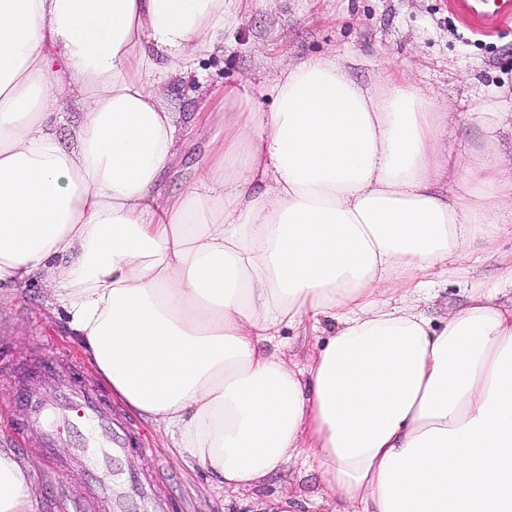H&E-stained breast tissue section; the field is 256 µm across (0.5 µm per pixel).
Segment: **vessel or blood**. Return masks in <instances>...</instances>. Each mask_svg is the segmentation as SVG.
<instances>
[{
    "instance_id": "1",
    "label": "vessel or blood",
    "mask_w": 512,
    "mask_h": 512,
    "mask_svg": "<svg viewBox=\"0 0 512 512\" xmlns=\"http://www.w3.org/2000/svg\"><path fill=\"white\" fill-rule=\"evenodd\" d=\"M460 10L475 25L490 28L512 19V0H458ZM38 428L34 443L49 451L60 439L63 428L77 429L94 423L103 434V443L95 456L103 472H111L114 457L138 449L139 440L112 415V403L96 386L84 367L69 366L67 374L56 386L53 407L35 412Z\"/></svg>"
}]
</instances>
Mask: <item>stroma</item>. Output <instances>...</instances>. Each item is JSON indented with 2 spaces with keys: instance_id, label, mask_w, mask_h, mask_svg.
Masks as SVG:
<instances>
[{
  "instance_id": "1",
  "label": "stroma",
  "mask_w": 512,
  "mask_h": 512,
  "mask_svg": "<svg viewBox=\"0 0 512 512\" xmlns=\"http://www.w3.org/2000/svg\"><path fill=\"white\" fill-rule=\"evenodd\" d=\"M336 53L363 82L377 78L387 64L400 65L409 78L431 91L444 112L461 113L454 127L455 145L465 144L473 131L468 113L480 107L512 104V23L491 32L469 27L450 0H242L223 46L199 59L201 80L188 88L172 81L163 91L174 111L191 117L214 104L225 84L246 87L249 110L271 107L268 89L280 70L307 56ZM224 136L223 113L213 114L206 129L185 125L169 189L184 192L180 169L201 160L212 140ZM512 261V235H501L490 251L465 261L449 260L432 294L419 308L435 320L464 308L474 282L493 286L502 264ZM0 351L6 352L0 383V448L12 449L33 475L37 512H62V488L81 492L87 512H99L91 471L69 467L81 441L71 434L53 448L54 473H47L35 449L24 447L11 433L13 423L29 420L33 406L53 393V384L39 374L40 365L61 353L68 361L85 360L81 341L69 330L49 285L32 280L19 288L0 290ZM112 407L136 431L142 449L122 458L115 484L137 476L178 512H247L254 496L288 493L300 500V512H329V492L319 473L301 463L271 474L259 488L228 489L217 483L194 459L178 455L169 437L149 418L132 413L122 402Z\"/></svg>"
}]
</instances>
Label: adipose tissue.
<instances>
[{
	"mask_svg": "<svg viewBox=\"0 0 512 512\" xmlns=\"http://www.w3.org/2000/svg\"><path fill=\"white\" fill-rule=\"evenodd\" d=\"M224 0H0V284L40 277L112 394L229 489L297 456L334 512H512V303L415 304L512 230V113L464 148L403 68L284 67L268 112L228 84L181 194L160 86L224 40ZM80 120L61 143V101ZM333 326L305 369L264 347ZM33 478L0 448V512Z\"/></svg>",
	"mask_w": 512,
	"mask_h": 512,
	"instance_id": "obj_1",
	"label": "adipose tissue"
}]
</instances>
